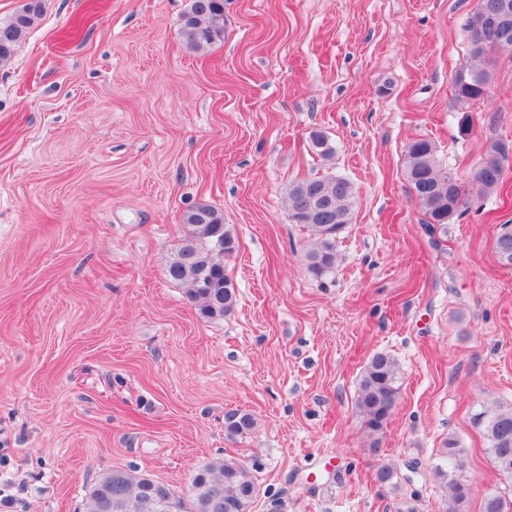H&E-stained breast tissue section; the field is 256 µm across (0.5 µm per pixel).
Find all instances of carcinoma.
Instances as JSON below:
<instances>
[{"mask_svg": "<svg viewBox=\"0 0 512 512\" xmlns=\"http://www.w3.org/2000/svg\"><path fill=\"white\" fill-rule=\"evenodd\" d=\"M481 12H470L464 25L468 38L469 68L457 73L454 81L458 132L467 136L474 125L469 104L488 91L489 73L479 68L496 49H512V10L509 18L498 19L501 0H479ZM43 12V0H27L6 20H0V64L8 62ZM180 34L193 50L224 40V0H190L181 18ZM312 151L329 161L335 149L321 131L309 135ZM512 155V144L490 142L477 163L471 185L459 182L439 159L434 141L420 138L407 145L404 168L411 193L425 215V231L448 233L451 220L467 212L474 194L486 196L502 188L504 163ZM355 191L345 177L327 174L291 184L287 204L293 223L301 224L311 236L305 254L308 270L323 277L336 266V241L351 223ZM190 227L176 255L166 269L169 280L186 286L188 299L199 306L201 315L211 320L232 314L236 290L224 266V258L238 249V241L224 224V214L207 204H198L183 215ZM494 250L498 262L512 268V226L498 233ZM401 389L397 360L387 352L371 356L361 375L356 409L371 448L378 449L396 408ZM483 430L488 453L500 473L512 478V405L498 404L473 415ZM257 421L250 413L230 410L224 415V431L229 438L250 434ZM444 464L435 467V476L444 488L443 512H463L474 495L471 483L462 475L463 449L457 439L443 443ZM397 472L382 466L375 473L381 488L401 490ZM258 488L248 468L232 458L210 462L191 477L187 491L179 493L164 483L125 470L103 473L90 491V512H250ZM481 512H512V499L500 492L482 498Z\"/></svg>", "mask_w": 512, "mask_h": 512, "instance_id": "cac0c4a2", "label": "carcinoma"}]
</instances>
